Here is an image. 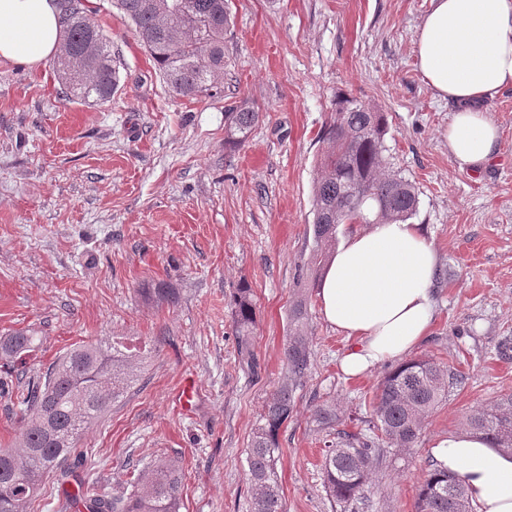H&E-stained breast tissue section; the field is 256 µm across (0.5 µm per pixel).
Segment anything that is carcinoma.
<instances>
[{"instance_id":"obj_1","label":"carcinoma","mask_w":512,"mask_h":512,"mask_svg":"<svg viewBox=\"0 0 512 512\" xmlns=\"http://www.w3.org/2000/svg\"><path fill=\"white\" fill-rule=\"evenodd\" d=\"M58 2L64 44L56 71L67 95L88 105L112 102L120 76L105 34L89 22L84 0ZM117 6L175 95L196 100L211 94L224 75V37L232 24L226 0H117ZM260 116L246 104L228 109L224 144L243 145ZM387 134L386 113L353 97L336 102L323 134L328 147L318 161L312 189L310 274L335 248L339 225L356 218L365 221L368 212L376 222H406L416 214L418 187L385 162ZM141 293L158 305L177 301L173 288H143ZM307 305L306 291L300 288L288 310L284 379L248 442L249 512H285L276 457L279 431L294 411L295 393L311 365ZM231 306L241 359L252 368L256 311L251 289H236ZM37 340L28 330L1 336L0 359H21ZM147 358V350L122 337L79 344L60 355L45 376L30 377L10 393V402L23 416L16 445L0 448V512H27L41 486L64 476L65 462L79 452L81 437L139 381ZM459 377L457 370L432 358L397 365L375 388L365 431L344 428L336 409L320 407L316 418L332 435L323 454L329 496L338 503L365 498L377 461L376 442L414 447L424 420L447 399ZM467 427L499 448H512V394L471 414ZM182 481L179 462L164 456L133 475L121 491L111 494L84 483L81 494L88 512H180ZM416 512H470L467 491L432 463L418 489Z\"/></svg>"}]
</instances>
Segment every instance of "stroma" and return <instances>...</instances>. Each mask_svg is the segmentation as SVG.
I'll return each mask as SVG.
<instances>
[{"mask_svg": "<svg viewBox=\"0 0 512 512\" xmlns=\"http://www.w3.org/2000/svg\"><path fill=\"white\" fill-rule=\"evenodd\" d=\"M430 0H229L224 77L190 102L157 75L114 0L87 14L112 46L120 86L110 104L68 99L53 62L0 61V336L32 329L38 348L0 378L44 372L71 345L102 336L151 339L141 381L82 436L73 480L47 484L34 512H62L76 482L112 486L156 458L181 461L180 512H247L245 449L284 378L288 309L312 247L311 195L322 134L346 94L387 115L386 159L419 189L414 223L438 255L436 317L413 350L461 374L414 448L386 449L369 509L326 492L335 405L367 420L377 367L346 377L350 343L309 306L311 366L280 431L286 512H415L432 448L474 411L512 393V91L486 103L503 133L497 159L459 170L443 133L453 107L415 60ZM246 100L262 117L244 145L224 144V110ZM256 306L254 369L240 366L231 296ZM176 289V305L140 291ZM196 382L182 410V381Z\"/></svg>", "mask_w": 512, "mask_h": 512, "instance_id": "obj_1", "label": "stroma"}]
</instances>
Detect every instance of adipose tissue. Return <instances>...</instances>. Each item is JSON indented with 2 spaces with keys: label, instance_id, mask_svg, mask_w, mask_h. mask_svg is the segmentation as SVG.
I'll use <instances>...</instances> for the list:
<instances>
[{
  "label": "adipose tissue",
  "instance_id": "obj_1",
  "mask_svg": "<svg viewBox=\"0 0 512 512\" xmlns=\"http://www.w3.org/2000/svg\"><path fill=\"white\" fill-rule=\"evenodd\" d=\"M58 13L56 0H0V60L35 66L57 56ZM414 52L425 82L454 106L445 132L453 162L485 168L502 133L481 105L512 90V0H431ZM437 265L419 225L349 227L317 290L324 319L351 342L341 358L346 376L402 359L428 335ZM432 457L465 486L472 512H512V451L462 428L440 439Z\"/></svg>",
  "mask_w": 512,
  "mask_h": 512
}]
</instances>
